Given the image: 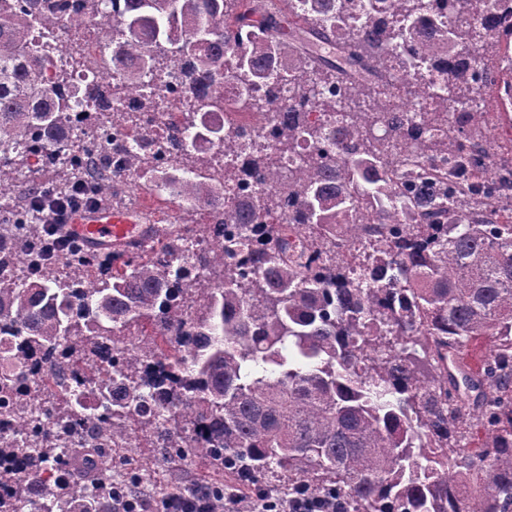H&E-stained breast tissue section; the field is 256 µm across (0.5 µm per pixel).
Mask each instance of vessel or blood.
<instances>
[{
    "label": "vessel or blood",
    "instance_id": "b4317fda",
    "mask_svg": "<svg viewBox=\"0 0 512 512\" xmlns=\"http://www.w3.org/2000/svg\"><path fill=\"white\" fill-rule=\"evenodd\" d=\"M155 225L142 221L140 210L99 205L79 210L65 226L66 233L83 240L92 250L130 248L148 241Z\"/></svg>",
    "mask_w": 512,
    "mask_h": 512
}]
</instances>
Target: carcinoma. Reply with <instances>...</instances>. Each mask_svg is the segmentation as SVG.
I'll use <instances>...</instances> for the list:
<instances>
[{"instance_id":"carcinoma-1","label":"carcinoma","mask_w":512,"mask_h":512,"mask_svg":"<svg viewBox=\"0 0 512 512\" xmlns=\"http://www.w3.org/2000/svg\"><path fill=\"white\" fill-rule=\"evenodd\" d=\"M105 2L0 0V353L14 347L0 391L24 385L0 399L18 424L0 458L27 457L0 470V512L130 506L142 476L112 478L95 444L88 482L86 449L44 429L53 415L64 434L160 448L272 494L334 493L347 512H512V146L492 135L512 106V0L472 18L471 0H125L117 17ZM86 21L102 43L91 62L67 38ZM169 73L177 94L145 84ZM132 91L141 111L182 115L160 167L153 131L122 106ZM86 104L107 141L134 130L117 167L154 174L180 220L205 210L223 226L197 276L177 231L164 263L46 251L47 199L112 188V156L71 153ZM220 111L272 113L255 163L271 173L301 149L299 172L239 198ZM286 200L305 227L291 255ZM356 224L371 225L359 244ZM25 260L30 277L5 284ZM480 338L474 371L464 354Z\"/></svg>"}]
</instances>
